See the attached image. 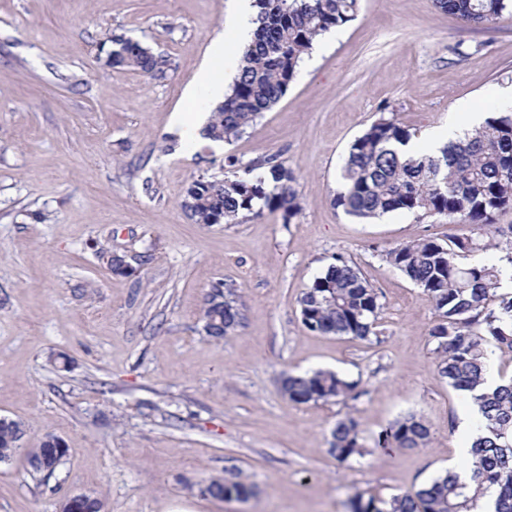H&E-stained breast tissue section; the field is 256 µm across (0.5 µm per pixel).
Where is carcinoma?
Segmentation results:
<instances>
[{"mask_svg":"<svg viewBox=\"0 0 512 512\" xmlns=\"http://www.w3.org/2000/svg\"><path fill=\"white\" fill-rule=\"evenodd\" d=\"M463 26H489L512 18V0H434ZM360 0H254L255 29L239 59L224 101L210 112L201 137L231 143L240 138L287 93L304 57L327 33L356 19ZM107 64L151 79L166 76L168 62L147 44L112 35ZM413 137L395 117L380 115L350 145L341 168L342 190L332 203L346 214L373 219L395 212L417 217L444 215L477 232L445 240L420 238L385 251L386 261L432 301L438 322L430 329L436 370L453 389L475 391L494 358L512 354V292L499 291L502 266L479 258L505 252L512 264V225L496 215L512 207V112L495 108L483 125L432 153L406 156L399 146ZM228 164L242 174L200 175L188 185L182 208L196 224H235L239 215L279 212L290 223L299 211L294 171L270 157L262 163ZM302 325L324 336L371 340L378 336L383 308L379 293L356 265L341 256L314 278L298 299ZM242 296L217 282L207 294L202 330L215 341L243 324ZM280 393L295 404L328 403L352 397L357 387L334 371L281 375ZM479 435L472 445L468 477L441 475L412 493L388 499L354 493L348 512H479L480 499L494 498L493 512H512V377L476 397ZM24 434L21 422L0 420V462L10 460ZM328 452L340 462L394 448H424L430 428L414 414L395 420L375 447L361 443L358 422L336 421ZM202 492L245 501L251 485L231 475L212 479Z\"/></svg>","mask_w":512,"mask_h":512,"instance_id":"carcinoma-1","label":"carcinoma"}]
</instances>
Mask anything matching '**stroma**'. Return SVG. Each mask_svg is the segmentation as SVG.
I'll return each instance as SVG.
<instances>
[{"mask_svg": "<svg viewBox=\"0 0 512 512\" xmlns=\"http://www.w3.org/2000/svg\"><path fill=\"white\" fill-rule=\"evenodd\" d=\"M227 14V0H0V417L24 426L0 463V512H60L84 492L105 512H346L354 492H413L459 458L464 400L436 372L437 314L383 254L473 228L443 215L362 220L331 200L351 143L380 113L421 138L465 109L489 114L512 85V21L468 29L432 0H361L241 139L190 144L173 116L190 104L209 114L191 90L214 39L237 65ZM112 35L165 56L166 78L110 68ZM230 155L294 170L291 223H192L188 184L231 175ZM102 249L133 275L114 274ZM338 255L380 294L378 340L301 324L302 290ZM219 281L239 290L245 320L216 342L200 316ZM318 368L358 382L359 396L299 405L280 393L281 372ZM347 414L369 447L409 414L432 438L342 463L328 446ZM50 434L68 452L33 473L28 455ZM232 473L254 485L248 502L201 494Z\"/></svg>", "mask_w": 512, "mask_h": 512, "instance_id": "35a3bbf8", "label": "stroma"}]
</instances>
